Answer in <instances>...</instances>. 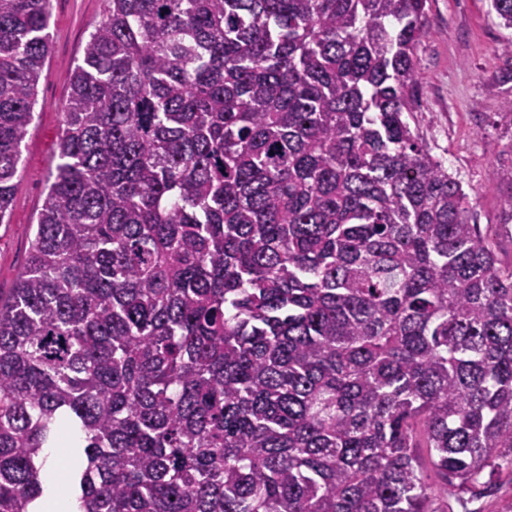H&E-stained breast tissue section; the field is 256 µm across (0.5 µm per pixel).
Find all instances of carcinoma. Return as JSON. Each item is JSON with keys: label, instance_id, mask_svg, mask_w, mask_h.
Listing matches in <instances>:
<instances>
[{"label": "carcinoma", "instance_id": "obj_1", "mask_svg": "<svg viewBox=\"0 0 512 512\" xmlns=\"http://www.w3.org/2000/svg\"><path fill=\"white\" fill-rule=\"evenodd\" d=\"M427 10L105 0L0 299V512L67 428L75 512H485L512 486V265L406 119ZM50 20L0 0V223Z\"/></svg>", "mask_w": 512, "mask_h": 512}]
</instances>
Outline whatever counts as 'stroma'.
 Segmentation results:
<instances>
[{"label": "stroma", "mask_w": 512, "mask_h": 512, "mask_svg": "<svg viewBox=\"0 0 512 512\" xmlns=\"http://www.w3.org/2000/svg\"><path fill=\"white\" fill-rule=\"evenodd\" d=\"M105 16L104 0H52L51 53L38 84L34 120L22 146L21 181L8 223L0 224V296L9 297L24 270L34 225L54 169L63 127L69 71L80 63L89 33ZM426 35L416 56L420 106L409 118L434 156L443 159L464 189L477 193L475 221L497 230L496 252L512 264V223L501 225L507 190L497 172L512 165V136L494 124L512 96L506 56L511 32L500 27L488 0H430Z\"/></svg>", "instance_id": "35a3bbf8"}]
</instances>
